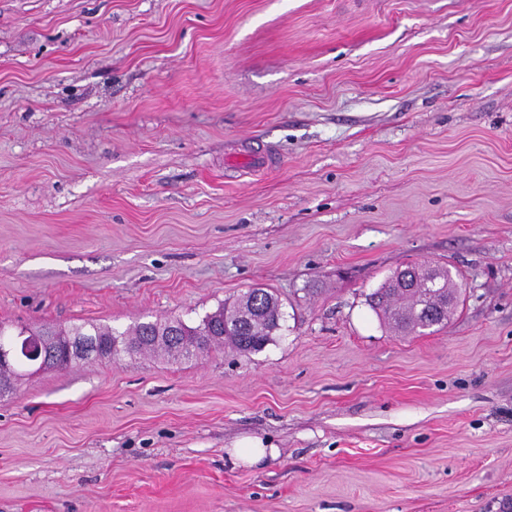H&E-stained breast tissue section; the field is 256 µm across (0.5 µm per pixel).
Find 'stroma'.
<instances>
[{
    "label": "stroma",
    "mask_w": 512,
    "mask_h": 512,
    "mask_svg": "<svg viewBox=\"0 0 512 512\" xmlns=\"http://www.w3.org/2000/svg\"><path fill=\"white\" fill-rule=\"evenodd\" d=\"M408 263L447 328L368 307ZM251 288L262 351L0 396V512H512V0H0L6 333ZM397 271L366 295V302L379 320L401 335H423L426 330L447 327L462 294L451 270L413 264L407 272L410 280L403 288L398 282L403 272L396 275Z\"/></svg>",
    "instance_id": "stroma-1"
}]
</instances>
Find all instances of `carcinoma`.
Masks as SVG:
<instances>
[{
  "label": "carcinoma",
  "mask_w": 512,
  "mask_h": 512,
  "mask_svg": "<svg viewBox=\"0 0 512 512\" xmlns=\"http://www.w3.org/2000/svg\"><path fill=\"white\" fill-rule=\"evenodd\" d=\"M410 280L400 286L399 276H389L380 287L366 295V302L379 320L401 335L425 334L443 329L454 315L462 288L450 269L415 264ZM282 304L265 288H250L206 314L199 324L181 319L137 322L118 331L108 325L79 324L67 330L45 327L44 334L80 336L89 341L119 342L112 353L91 354L84 361L112 360L122 353H149L179 360L196 357L215 346H229L239 354L259 352L281 329ZM27 359L21 355L0 365V380L15 383L25 376Z\"/></svg>",
  "instance_id": "1"
}]
</instances>
